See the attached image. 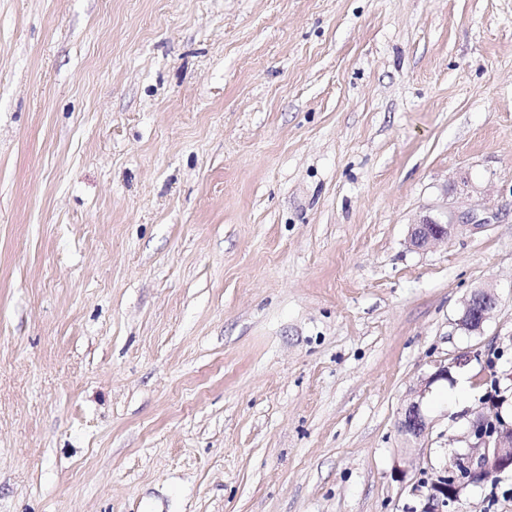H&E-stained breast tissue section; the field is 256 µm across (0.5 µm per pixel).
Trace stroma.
I'll return each mask as SVG.
<instances>
[{"instance_id": "35a3bbf8", "label": "stroma", "mask_w": 512, "mask_h": 512, "mask_svg": "<svg viewBox=\"0 0 512 512\" xmlns=\"http://www.w3.org/2000/svg\"><path fill=\"white\" fill-rule=\"evenodd\" d=\"M480 414L512 0H0V512H421ZM454 219L452 215L445 219L424 216L413 224L410 234V245L413 248L423 250L440 242L448 240L453 229ZM497 303L494 292L488 289L475 291L465 302L458 319L460 328L466 332H480ZM447 377L448 365L441 366L432 376L425 380L424 386L415 391L414 400L410 401L405 407L400 420V428L405 435L418 440L429 430L428 418L422 409V399L427 388L434 381L447 379ZM415 398L417 399L415 400Z\"/></svg>"}]
</instances>
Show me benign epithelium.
<instances>
[{"mask_svg": "<svg viewBox=\"0 0 512 512\" xmlns=\"http://www.w3.org/2000/svg\"><path fill=\"white\" fill-rule=\"evenodd\" d=\"M454 217L445 219L425 216L413 224L410 245L423 250L448 240L453 229ZM497 303L494 292L480 289L465 302L458 319L460 328L466 332H479ZM448 379V367L441 366L415 391V399L405 407L400 420L401 431L420 439L429 430V422L422 409V399L429 386L439 380ZM485 416L479 415L471 421L470 435L474 437L473 447L479 450L476 455L466 456L467 464L460 478L446 483H436L428 496L426 512H442V507L459 496L462 482L479 483L493 473L512 470V431L500 430L490 436L482 433Z\"/></svg>", "mask_w": 512, "mask_h": 512, "instance_id": "obj_1", "label": "benign epithelium"}]
</instances>
